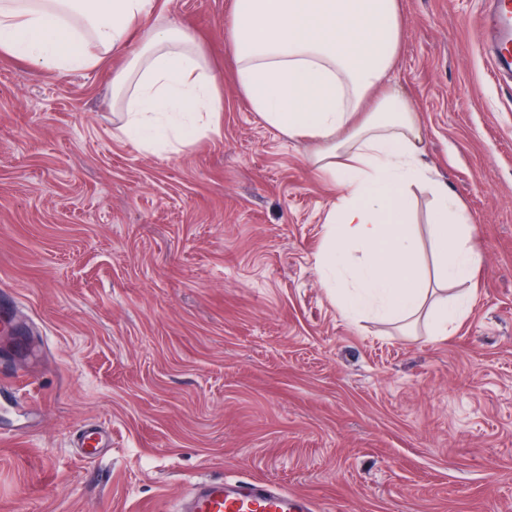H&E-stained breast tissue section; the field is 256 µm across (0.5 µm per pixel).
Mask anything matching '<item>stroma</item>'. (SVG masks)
Returning <instances> with one entry per match:
<instances>
[{
	"mask_svg": "<svg viewBox=\"0 0 512 512\" xmlns=\"http://www.w3.org/2000/svg\"><path fill=\"white\" fill-rule=\"evenodd\" d=\"M486 0H399L396 87L481 262L448 335L341 316L318 270L338 192L253 112L234 0H155L217 77V130L146 151L104 59L67 78L0 54V288L32 346L0 415V512H179L190 483L269 479L318 512H512V85ZM99 424L94 462L75 431ZM489 1L490 9L480 15L477 30L486 43L494 76L506 78L512 76V2ZM111 436L106 430L97 427L86 429L80 436L76 448H80L78 454L86 461L95 460L104 450L108 448Z\"/></svg>",
	"mask_w": 512,
	"mask_h": 512,
	"instance_id": "35a3bbf8",
	"label": "stroma"
}]
</instances>
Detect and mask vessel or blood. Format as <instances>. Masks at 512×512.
I'll return each mask as SVG.
<instances>
[{"label":"vessel or blood","mask_w":512,"mask_h":512,"mask_svg":"<svg viewBox=\"0 0 512 512\" xmlns=\"http://www.w3.org/2000/svg\"><path fill=\"white\" fill-rule=\"evenodd\" d=\"M494 76H512V0H490V8L477 21ZM111 442L97 427L80 436L79 456L95 460ZM186 512H315L309 497L288 492L271 481L221 479L201 483L187 503Z\"/></svg>","instance_id":"b4317fda"}]
</instances>
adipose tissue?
<instances>
[{"instance_id":"1","label":"adipose tissue","mask_w":512,"mask_h":512,"mask_svg":"<svg viewBox=\"0 0 512 512\" xmlns=\"http://www.w3.org/2000/svg\"><path fill=\"white\" fill-rule=\"evenodd\" d=\"M154 0H0V53L59 77L108 57L122 130L142 149L173 151L216 126L217 80L187 30ZM238 85L253 111L288 138H306L312 164L339 188L318 268L344 318L408 323L430 308L447 335L470 299H431L432 285L469 280L476 228L446 182L429 177L413 107L392 83L398 0H235ZM433 200L432 269L408 222L409 190Z\"/></svg>"}]
</instances>
